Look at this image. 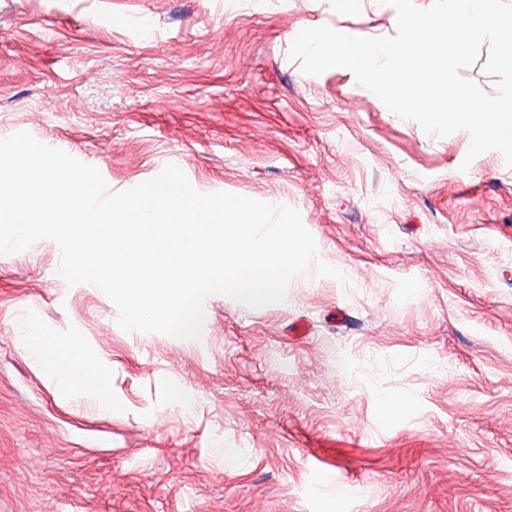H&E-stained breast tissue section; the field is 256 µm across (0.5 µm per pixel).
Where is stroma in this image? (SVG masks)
<instances>
[{
  "instance_id": "stroma-1",
  "label": "stroma",
  "mask_w": 512,
  "mask_h": 512,
  "mask_svg": "<svg viewBox=\"0 0 512 512\" xmlns=\"http://www.w3.org/2000/svg\"><path fill=\"white\" fill-rule=\"evenodd\" d=\"M396 21L379 0H0V137L115 191L176 158L199 192L297 209L346 276L211 295L190 341L121 330L52 241L0 255V512H512V168L288 55L308 27ZM33 323L106 361L111 409L57 388Z\"/></svg>"
}]
</instances>
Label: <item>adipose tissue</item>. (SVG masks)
<instances>
[{
    "label": "adipose tissue",
    "mask_w": 512,
    "mask_h": 512,
    "mask_svg": "<svg viewBox=\"0 0 512 512\" xmlns=\"http://www.w3.org/2000/svg\"><path fill=\"white\" fill-rule=\"evenodd\" d=\"M31 353L52 370L56 386L63 391L89 389L100 398L102 406H109L110 397L105 386L107 368L100 358L87 353L80 337H72L63 347H56L38 328L30 330Z\"/></svg>",
    "instance_id": "1"
}]
</instances>
